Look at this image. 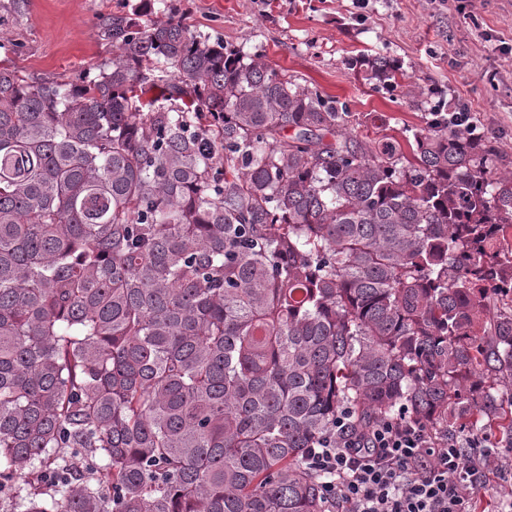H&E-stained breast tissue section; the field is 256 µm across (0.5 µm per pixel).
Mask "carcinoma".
Masks as SVG:
<instances>
[{
    "label": "carcinoma",
    "instance_id": "cac0c4a2",
    "mask_svg": "<svg viewBox=\"0 0 512 512\" xmlns=\"http://www.w3.org/2000/svg\"><path fill=\"white\" fill-rule=\"evenodd\" d=\"M101 29L79 87L0 67L10 512H328L309 455L344 409L512 438L491 140L436 111L371 144L173 15Z\"/></svg>",
    "mask_w": 512,
    "mask_h": 512
}]
</instances>
